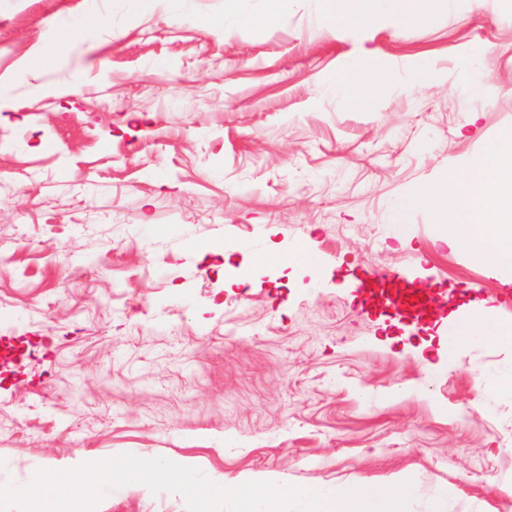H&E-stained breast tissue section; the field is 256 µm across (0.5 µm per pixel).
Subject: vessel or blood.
<instances>
[{
    "label": "vessel or blood",
    "instance_id": "b4317fda",
    "mask_svg": "<svg viewBox=\"0 0 512 512\" xmlns=\"http://www.w3.org/2000/svg\"><path fill=\"white\" fill-rule=\"evenodd\" d=\"M362 289L376 300L388 302L390 307L407 319L420 318L437 296L433 288L418 283L403 272H366Z\"/></svg>",
    "mask_w": 512,
    "mask_h": 512
}]
</instances>
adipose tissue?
Listing matches in <instances>:
<instances>
[{
  "label": "adipose tissue",
  "instance_id": "1",
  "mask_svg": "<svg viewBox=\"0 0 512 512\" xmlns=\"http://www.w3.org/2000/svg\"><path fill=\"white\" fill-rule=\"evenodd\" d=\"M318 25L361 27L374 23L377 17L400 18L399 6L403 0H314ZM493 61L489 49L467 53L459 63L454 92L469 94L487 88L493 79ZM432 72L421 66L404 71L380 69L370 66L364 69L341 70L331 90L337 100L351 108L364 107L363 99L354 97L357 86L377 88L383 85L423 86L430 82ZM512 143V129L505 131L500 141L488 143L478 160L471 166L469 179H462L457 172H449V185L458 187L455 204L448 215V244L453 248L468 249L472 242L466 232L471 215L485 216L484 244L478 256L504 268L503 282L512 285V236L507 235L501 216L512 214V176L503 174L504 157L502 143Z\"/></svg>",
  "mask_w": 512,
  "mask_h": 512
}]
</instances>
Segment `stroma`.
<instances>
[{"mask_svg":"<svg viewBox=\"0 0 512 512\" xmlns=\"http://www.w3.org/2000/svg\"><path fill=\"white\" fill-rule=\"evenodd\" d=\"M107 6L0 0V352L22 350L0 362V480L82 449L199 456L302 488L404 473L409 512L444 491L447 512H512L496 488L512 390L475 404L476 369L512 371V334L451 329L480 304L512 331V287L447 245L445 181L512 126V10L417 0L403 27L344 30L314 26L311 0L245 22L235 0H190L191 21L163 0ZM62 13L81 26L52 57ZM482 46L490 106L448 92ZM415 61L437 81L363 111L327 89L348 66ZM373 269L452 291L413 322L360 291ZM96 512L187 504L131 489Z\"/></svg>","mask_w":512,"mask_h":512,"instance_id":"35a3bbf8","label":"stroma"}]
</instances>
